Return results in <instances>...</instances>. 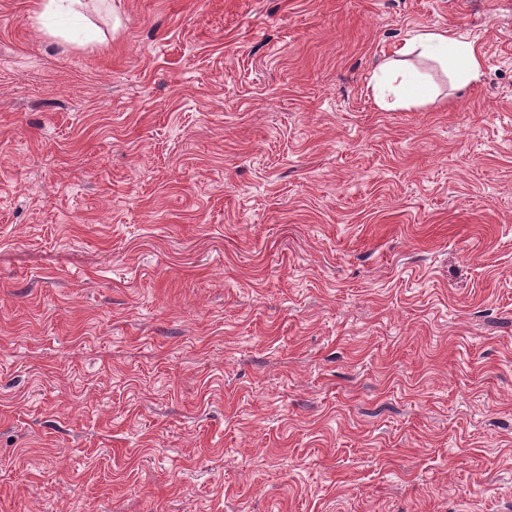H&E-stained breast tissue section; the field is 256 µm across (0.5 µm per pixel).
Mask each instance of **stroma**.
Segmentation results:
<instances>
[{"mask_svg": "<svg viewBox=\"0 0 512 512\" xmlns=\"http://www.w3.org/2000/svg\"><path fill=\"white\" fill-rule=\"evenodd\" d=\"M0 0V512H512V0ZM473 45L425 105L371 78ZM414 54L438 60L460 87L475 85L483 76L482 58L470 43L449 37L448 32L424 28L404 41L374 71L373 90L381 109L396 110L431 100V89L406 66V58Z\"/></svg>", "mask_w": 512, "mask_h": 512, "instance_id": "35a3bbf8", "label": "stroma"}]
</instances>
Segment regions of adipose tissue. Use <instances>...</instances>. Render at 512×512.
I'll return each instance as SVG.
<instances>
[{
  "instance_id": "1",
  "label": "adipose tissue",
  "mask_w": 512,
  "mask_h": 512,
  "mask_svg": "<svg viewBox=\"0 0 512 512\" xmlns=\"http://www.w3.org/2000/svg\"><path fill=\"white\" fill-rule=\"evenodd\" d=\"M414 54L438 60L462 87L479 83L483 76L482 58L470 43L424 29L404 41L375 70L373 90L381 109L396 110L430 101V88L406 66L408 56Z\"/></svg>"
}]
</instances>
